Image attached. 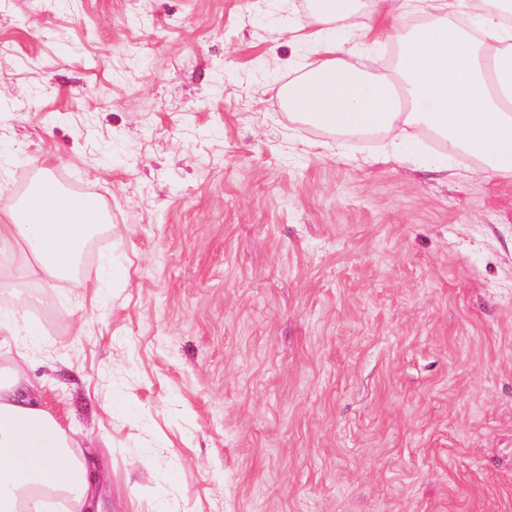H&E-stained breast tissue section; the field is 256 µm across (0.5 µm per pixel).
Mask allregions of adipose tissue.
I'll return each mask as SVG.
<instances>
[{"label": "adipose tissue", "instance_id": "ef3b65f1", "mask_svg": "<svg viewBox=\"0 0 512 512\" xmlns=\"http://www.w3.org/2000/svg\"><path fill=\"white\" fill-rule=\"evenodd\" d=\"M357 14V0H315L303 38L318 56L288 84L290 114L339 134L381 133L388 160L431 132L479 158V173L512 176V0H377L368 30L398 46L395 68L378 74L353 68L329 36ZM406 14L419 24L400 28ZM100 225L39 182L0 224V245L16 246L15 266L66 278ZM75 443L20 368L0 379V512H18L44 484L94 512L99 477L73 455Z\"/></svg>", "mask_w": 512, "mask_h": 512}]
</instances>
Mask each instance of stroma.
I'll return each instance as SVG.
<instances>
[{
  "instance_id": "stroma-1",
  "label": "stroma",
  "mask_w": 512,
  "mask_h": 512,
  "mask_svg": "<svg viewBox=\"0 0 512 512\" xmlns=\"http://www.w3.org/2000/svg\"><path fill=\"white\" fill-rule=\"evenodd\" d=\"M311 6L0 0V212L58 171L110 218L79 288L0 251L99 512H512V178L282 109Z\"/></svg>"
}]
</instances>
